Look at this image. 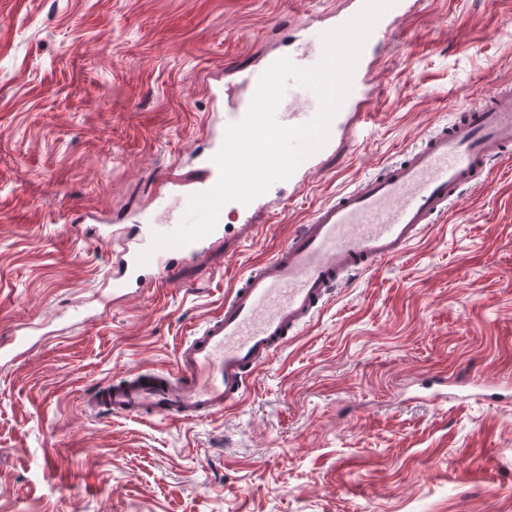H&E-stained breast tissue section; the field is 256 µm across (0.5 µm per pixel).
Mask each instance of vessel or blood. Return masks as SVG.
Instances as JSON below:
<instances>
[{
  "label": "vessel or blood",
  "mask_w": 512,
  "mask_h": 512,
  "mask_svg": "<svg viewBox=\"0 0 512 512\" xmlns=\"http://www.w3.org/2000/svg\"><path fill=\"white\" fill-rule=\"evenodd\" d=\"M406 13V0H397L377 22L366 49L379 44ZM367 69L366 58H359L343 111L365 101ZM510 155L512 90L493 88L404 161L317 207L289 243L243 278L225 300L223 313L181 345L173 368L103 384L91 404L125 417L149 411L177 424L222 412L241 400L248 379L287 343L289 333L310 321L329 288L349 273L399 255L435 215L447 211L464 185L479 182L491 159ZM153 232L146 226L137 248L129 250L125 269L131 276L143 271L140 252L150 251L147 264L162 269L198 257L224 228L216 226L189 245L157 251L151 248Z\"/></svg>",
  "instance_id": "vessel-or-blood-1"
}]
</instances>
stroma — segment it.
<instances>
[{
    "label": "stroma",
    "instance_id": "35a3bbf8",
    "mask_svg": "<svg viewBox=\"0 0 512 512\" xmlns=\"http://www.w3.org/2000/svg\"><path fill=\"white\" fill-rule=\"evenodd\" d=\"M350 0H0V512H512V162L334 288L222 414L83 399L160 371L311 212L492 86L512 0H418L368 58L363 116L224 243L111 298L138 222L174 224L245 77L308 56ZM109 227L100 239L97 225ZM482 375L449 390L440 376Z\"/></svg>",
    "mask_w": 512,
    "mask_h": 512
}]
</instances>
